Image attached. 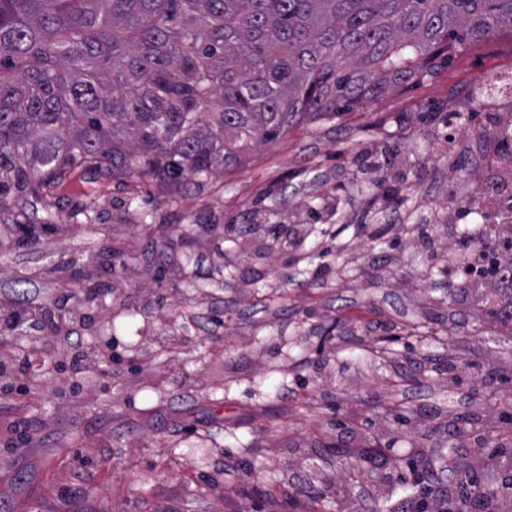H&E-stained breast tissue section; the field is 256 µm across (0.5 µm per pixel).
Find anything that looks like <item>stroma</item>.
Instances as JSON below:
<instances>
[{
  "instance_id": "35a3bbf8",
  "label": "stroma",
  "mask_w": 512,
  "mask_h": 512,
  "mask_svg": "<svg viewBox=\"0 0 512 512\" xmlns=\"http://www.w3.org/2000/svg\"><path fill=\"white\" fill-rule=\"evenodd\" d=\"M509 70L512 36H490L176 202L103 173L101 220L74 218L77 187L38 202L32 244L0 230V296L81 320L37 354L29 327L0 331V357L33 353L0 376V512H394L413 482L383 493L349 449L438 463L512 439V326L480 306L512 293L447 274L449 243L490 231L467 200L512 169L494 139L512 98L475 96ZM108 246L112 291L86 300Z\"/></svg>"
}]
</instances>
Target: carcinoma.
<instances>
[{
  "label": "carcinoma",
  "instance_id": "carcinoma-1",
  "mask_svg": "<svg viewBox=\"0 0 512 512\" xmlns=\"http://www.w3.org/2000/svg\"><path fill=\"white\" fill-rule=\"evenodd\" d=\"M505 31L512 0H0L3 223H33L28 205L97 172L173 200ZM85 197L73 216L99 218ZM455 481L483 512L512 498V475Z\"/></svg>",
  "mask_w": 512,
  "mask_h": 512
}]
</instances>
